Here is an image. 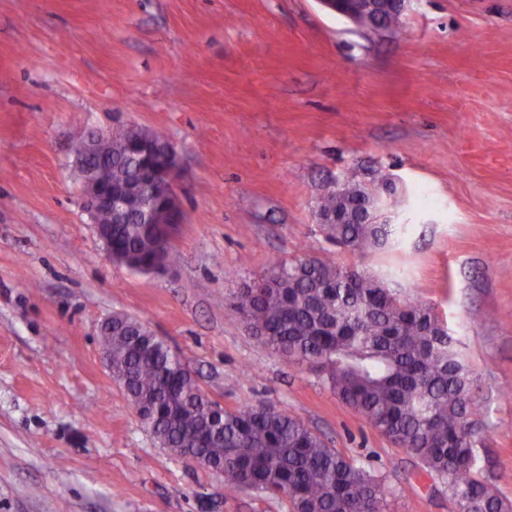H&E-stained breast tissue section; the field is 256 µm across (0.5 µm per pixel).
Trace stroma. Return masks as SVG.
I'll return each mask as SVG.
<instances>
[{"label":"stroma","mask_w":512,"mask_h":512,"mask_svg":"<svg viewBox=\"0 0 512 512\" xmlns=\"http://www.w3.org/2000/svg\"><path fill=\"white\" fill-rule=\"evenodd\" d=\"M402 34L318 0H0V512H291L159 447L100 355L115 312L225 409L269 406L386 479L389 512H456L421 472L225 303L276 259L363 268L434 307L473 372L482 476L512 504V0H408ZM135 124L183 158L178 263H116L69 151ZM398 225L357 260L316 205Z\"/></svg>","instance_id":"1"}]
</instances>
